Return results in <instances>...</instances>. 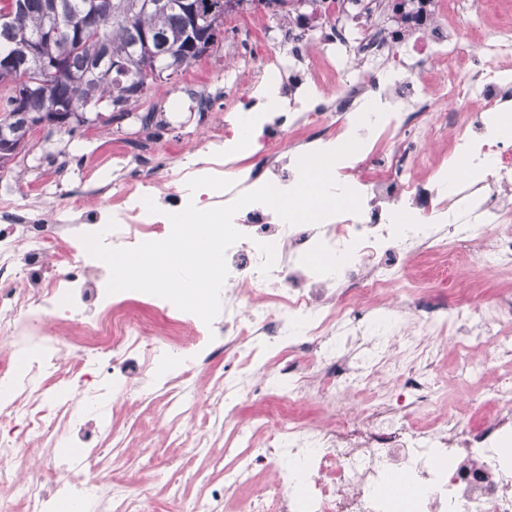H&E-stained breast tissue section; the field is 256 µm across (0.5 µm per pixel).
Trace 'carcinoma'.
<instances>
[{"label": "carcinoma", "instance_id": "obj_1", "mask_svg": "<svg viewBox=\"0 0 512 512\" xmlns=\"http://www.w3.org/2000/svg\"><path fill=\"white\" fill-rule=\"evenodd\" d=\"M54 0H3L0 4V61L12 60L19 80L37 81L50 86L62 105V112L53 115L43 111L42 99L28 92L17 95V83L9 82L0 97V128L9 136L0 150V161L7 162L27 153V135L37 123L75 131L69 117L75 112H111L109 121L129 114V107L142 98L157 75L152 59L159 44L144 43L142 36L159 35L162 45L171 53L166 57L171 78L206 53L195 44L188 29L187 17L178 9L161 4L146 10L133 11L135 0H94L93 20L83 22L79 32L70 35L68 21L78 18L85 0H60L69 20L50 34L48 5ZM40 39L38 51L27 55L19 48L25 38ZM119 55L124 65L112 72L109 57Z\"/></svg>", "mask_w": 512, "mask_h": 512}]
</instances>
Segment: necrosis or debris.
<instances>
[{"mask_svg":"<svg viewBox=\"0 0 512 512\" xmlns=\"http://www.w3.org/2000/svg\"><path fill=\"white\" fill-rule=\"evenodd\" d=\"M479 9L478 0H422L418 18L391 29L350 0H323L302 22L253 15L264 48L225 69L229 118L202 123L195 144L111 150L89 166L114 180L78 185L47 211L38 201L58 185L54 171L0 196V512H50L53 500L63 512H146L142 491L108 472L86 480L84 463L59 480L53 451L100 457L91 440L112 395H164L170 421H181L193 409V374L220 356L227 368L205 426L236 422L238 406L261 397L278 409L237 431L235 466L185 512L231 502L234 512H396L400 502L405 512H512V374L471 400L493 403V416L451 414L432 429L413 420L440 400L436 339L447 329L457 331L459 380L512 362L511 298L467 288L453 301L408 267L459 245L475 269L512 273V143L497 136L512 112V23L497 20L479 52L464 55L468 14ZM314 31L323 48L299 53ZM271 85L276 106L254 112ZM350 135L362 149L332 175L360 195V213L290 226L265 205L242 208L233 223L244 238L226 251L212 325L156 296L107 294L109 270L81 234L103 231L111 247L163 240L168 213L187 202L210 209L266 183L292 188L302 155ZM243 150L258 163L244 165ZM229 172V189L191 198L180 189ZM111 219L118 228L108 233ZM261 242L276 250L266 275ZM144 305L176 322L183 343L157 335ZM366 391L374 401L355 418L317 425L296 415L310 399Z\"/></svg>","mask_w":512,"mask_h":512,"instance_id":"1","label":"necrosis or debris"}]
</instances>
